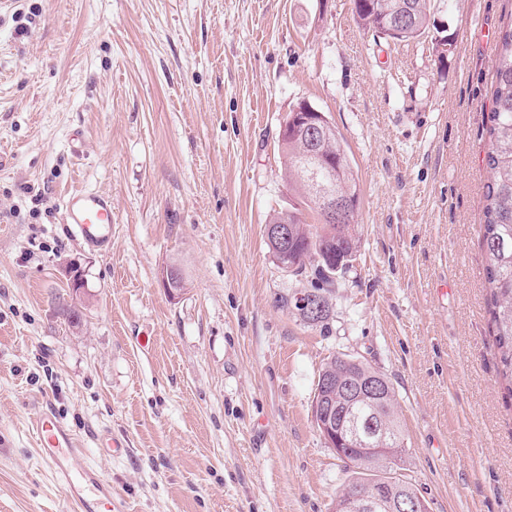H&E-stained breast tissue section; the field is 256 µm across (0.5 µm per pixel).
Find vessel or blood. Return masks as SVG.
I'll return each instance as SVG.
<instances>
[{"mask_svg": "<svg viewBox=\"0 0 512 512\" xmlns=\"http://www.w3.org/2000/svg\"><path fill=\"white\" fill-rule=\"evenodd\" d=\"M67 222L87 245L105 248L112 238L110 196L78 191L65 204ZM40 459L70 505L71 512H128L126 499L96 468L81 461L72 431L49 413L32 423Z\"/></svg>", "mask_w": 512, "mask_h": 512, "instance_id": "vessel-or-blood-1", "label": "vessel or blood"}]
</instances>
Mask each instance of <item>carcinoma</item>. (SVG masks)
Returning a JSON list of instances; mask_svg holds the SVG:
<instances>
[{
    "label": "carcinoma",
    "instance_id": "carcinoma-1",
    "mask_svg": "<svg viewBox=\"0 0 512 512\" xmlns=\"http://www.w3.org/2000/svg\"><path fill=\"white\" fill-rule=\"evenodd\" d=\"M428 2L352 0V12L358 24L376 36L404 42L418 39L430 31ZM493 84V107L487 129L489 147L485 155L489 179L484 194L481 245L486 261L485 280L490 292L489 313L499 355V374L507 393L512 396V25L498 35ZM283 152L289 188L319 221L317 225L308 224L302 212L288 213L296 225L290 256L297 262L296 274L314 280L311 291L323 295L327 301V311L316 321L325 326L332 312L328 286L334 280L326 277L323 269L332 266L340 273L349 269L345 256L357 252L358 223L347 224L340 230L334 224L322 223L310 184V170L302 163L306 156L305 144L301 138L290 135ZM324 155L336 161V188L347 193L353 202H359L358 175L342 138L338 136L329 142ZM378 374L379 371L363 362L356 364L352 358L334 356L325 364L316 385L320 392L335 400L336 419L344 420L343 431L336 438L363 449L352 477L336 496L334 512H340L348 493L372 497L401 483L407 485L416 500L423 499L413 484L403 481L396 472L406 448L396 416L394 391H388L381 405L373 400L352 403L344 396L345 385ZM375 448L391 449V459L387 461L376 456Z\"/></svg>",
    "mask_w": 512,
    "mask_h": 512
}]
</instances>
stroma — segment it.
Masks as SVG:
<instances>
[{
    "mask_svg": "<svg viewBox=\"0 0 512 512\" xmlns=\"http://www.w3.org/2000/svg\"><path fill=\"white\" fill-rule=\"evenodd\" d=\"M434 36L372 38L351 0H14L0 11V512H69L30 430L50 411L130 512H331L351 471L317 430L345 354L396 396L430 512H512L480 225L494 44L512 0H432ZM323 112L358 174V251L328 330L269 250L298 206L280 130ZM112 199V243L65 199ZM85 272V322L55 313ZM181 268L176 300L162 286ZM125 452H107L106 439ZM67 224L89 246L107 248L112 238V199L92 191L71 194L65 204ZM65 273L69 291L74 298L71 313L73 315L72 320L75 323L74 326H79L82 322V311L76 304V300L84 293V286H82L84 283V271L80 265L72 262L67 265Z\"/></svg>",
    "mask_w": 512,
    "mask_h": 512,
    "instance_id": "obj_1",
    "label": "stroma"
}]
</instances>
